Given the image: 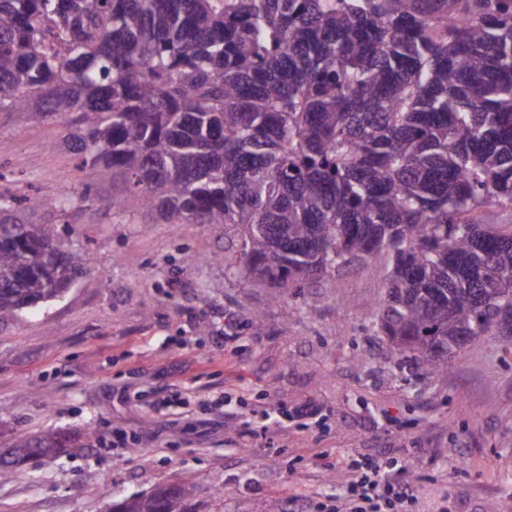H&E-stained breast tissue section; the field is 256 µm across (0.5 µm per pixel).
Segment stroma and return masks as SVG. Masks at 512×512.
<instances>
[{
    "label": "stroma",
    "mask_w": 512,
    "mask_h": 512,
    "mask_svg": "<svg viewBox=\"0 0 512 512\" xmlns=\"http://www.w3.org/2000/svg\"><path fill=\"white\" fill-rule=\"evenodd\" d=\"M62 135L0 112V190L51 200L34 222L90 258L64 298L0 327V445L49 428L73 440L0 482V512H109L186 477L195 512H296V490L336 512L351 454L397 461L450 512H512V338L467 346L436 375L392 362L375 328L384 266L270 303L224 267L242 250L237 231L114 209L111 182L90 184ZM86 183L87 198L55 207ZM306 403L317 421L256 431L262 412Z\"/></svg>",
    "instance_id": "35a3bbf8"
}]
</instances>
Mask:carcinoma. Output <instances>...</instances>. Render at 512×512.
<instances>
[{"mask_svg": "<svg viewBox=\"0 0 512 512\" xmlns=\"http://www.w3.org/2000/svg\"><path fill=\"white\" fill-rule=\"evenodd\" d=\"M59 123L112 207L232 226L257 288L388 269L389 358L512 335V0H0V111ZM0 193V326L90 259ZM0 480L66 448L47 430ZM190 478L111 512H192Z\"/></svg>", "mask_w": 512, "mask_h": 512, "instance_id": "carcinoma-1", "label": "carcinoma"}]
</instances>
